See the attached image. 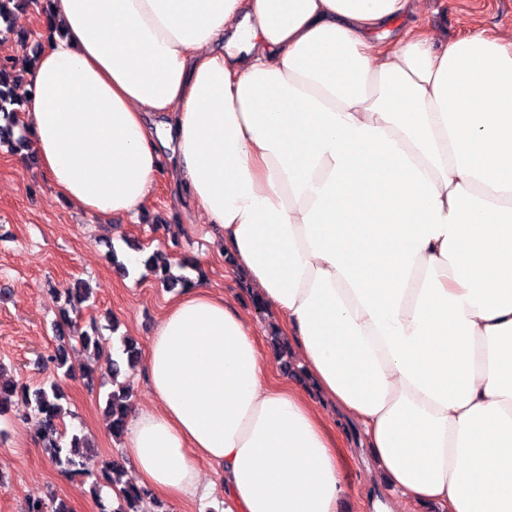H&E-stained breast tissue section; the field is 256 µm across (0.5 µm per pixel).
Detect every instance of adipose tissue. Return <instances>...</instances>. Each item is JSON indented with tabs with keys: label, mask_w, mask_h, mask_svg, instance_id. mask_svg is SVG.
Instances as JSON below:
<instances>
[{
	"label": "adipose tissue",
	"mask_w": 512,
	"mask_h": 512,
	"mask_svg": "<svg viewBox=\"0 0 512 512\" xmlns=\"http://www.w3.org/2000/svg\"><path fill=\"white\" fill-rule=\"evenodd\" d=\"M422 2L38 5L20 131L57 196L135 215L171 145L180 197L315 390L273 380L250 318L188 285L127 417L138 484L337 512L351 423L381 477L365 512H512V32L436 49Z\"/></svg>",
	"instance_id": "ef3b65f1"
}]
</instances>
